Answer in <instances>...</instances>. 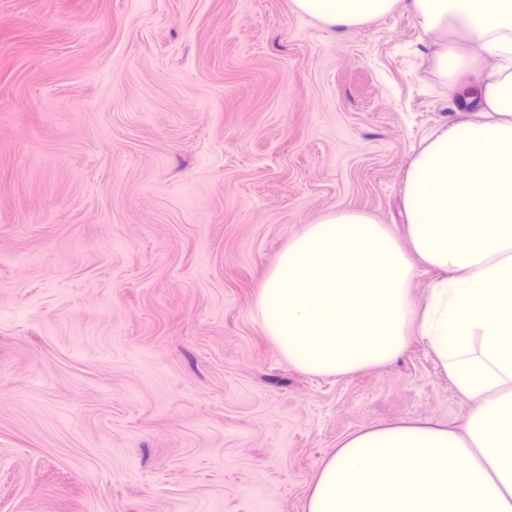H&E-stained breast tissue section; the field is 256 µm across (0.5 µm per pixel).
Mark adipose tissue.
Returning a JSON list of instances; mask_svg holds the SVG:
<instances>
[{"label":"adipose tissue","instance_id":"adipose-tissue-1","mask_svg":"<svg viewBox=\"0 0 512 512\" xmlns=\"http://www.w3.org/2000/svg\"><path fill=\"white\" fill-rule=\"evenodd\" d=\"M292 3L333 29L414 15L438 41L454 116L405 171V237L363 212L325 215L281 252L256 319L290 365L321 377L422 341L468 406L460 432L403 420L349 435L322 462L307 512H512V0Z\"/></svg>","mask_w":512,"mask_h":512}]
</instances>
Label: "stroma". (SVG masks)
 I'll list each match as a JSON object with an SVG mask.
<instances>
[{"label": "stroma", "mask_w": 512, "mask_h": 512, "mask_svg": "<svg viewBox=\"0 0 512 512\" xmlns=\"http://www.w3.org/2000/svg\"><path fill=\"white\" fill-rule=\"evenodd\" d=\"M434 50L406 13L0 0V512H306L349 434L461 425L424 343L313 376L254 316L324 215L404 235Z\"/></svg>", "instance_id": "1"}]
</instances>
